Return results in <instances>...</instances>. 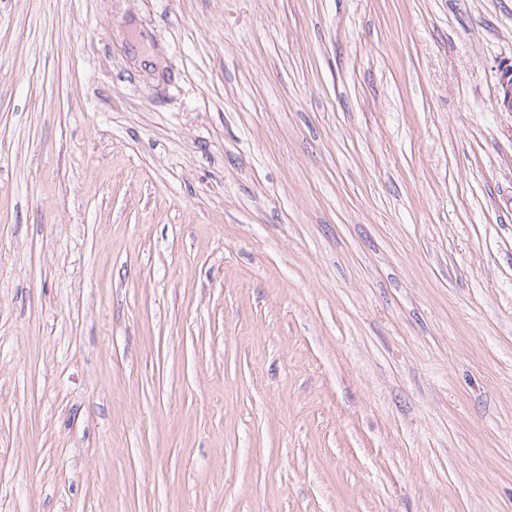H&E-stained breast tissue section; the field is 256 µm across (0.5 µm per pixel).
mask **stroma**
<instances>
[{
  "instance_id": "35a3bbf8",
  "label": "stroma",
  "mask_w": 512,
  "mask_h": 512,
  "mask_svg": "<svg viewBox=\"0 0 512 512\" xmlns=\"http://www.w3.org/2000/svg\"><path fill=\"white\" fill-rule=\"evenodd\" d=\"M512 0H0V512H512ZM496 98L503 111L512 112V61L499 70Z\"/></svg>"
}]
</instances>
